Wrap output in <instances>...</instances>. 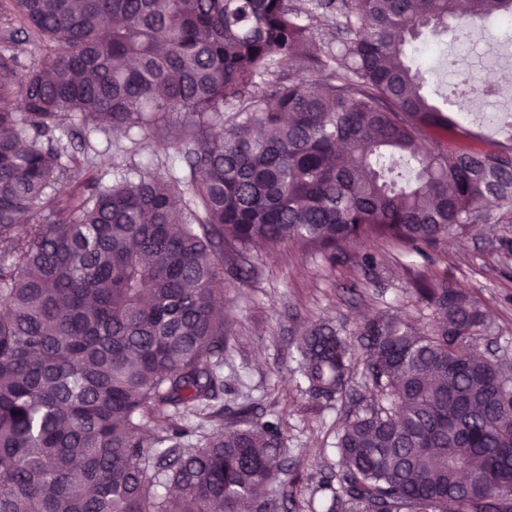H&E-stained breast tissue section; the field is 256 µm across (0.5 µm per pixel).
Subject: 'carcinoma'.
<instances>
[{
  "mask_svg": "<svg viewBox=\"0 0 512 512\" xmlns=\"http://www.w3.org/2000/svg\"><path fill=\"white\" fill-rule=\"evenodd\" d=\"M43 53L0 52V512H282L296 478L280 425L224 413V280L257 244L330 262L366 237L422 257L512 210V147L425 94L408 38L512 20V0H12ZM341 38L314 55V30ZM180 113L178 127L159 122ZM229 112L231 116L224 117ZM77 117L169 138L189 175L102 183L54 144ZM411 164L403 178L400 164ZM435 323L383 315L297 340L314 407L370 399L334 443L326 512H512V375L475 351L486 315L418 289ZM168 423L149 438L147 422ZM176 489L148 498L144 487Z\"/></svg>",
  "mask_w": 512,
  "mask_h": 512,
  "instance_id": "cac0c4a2",
  "label": "carcinoma"
}]
</instances>
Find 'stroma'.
<instances>
[{
	"mask_svg": "<svg viewBox=\"0 0 512 512\" xmlns=\"http://www.w3.org/2000/svg\"><path fill=\"white\" fill-rule=\"evenodd\" d=\"M407 54L424 72L436 100H443L453 79L452 58L475 61L474 78L492 79L512 72V29L495 26L459 37L456 29L427 31L410 41ZM490 108L473 105L452 113L469 131L464 145L484 147L506 142L504 131L491 123ZM62 147L83 155L103 182L137 179L139 174L167 169L183 171L180 157L155 141L73 126ZM491 219L453 235L428 258L391 240L373 239L350 245L337 263L312 248L291 241L255 249L245 282L224 285V317L228 335L224 350L225 407L252 406L258 420L277 419L288 457L304 478L294 491L289 512H310L322 501V485L335 482L338 460L333 447L344 420L347 401L326 408L308 405L295 370L296 339L307 326L329 323L344 334L357 335L366 315L378 312L429 329L431 312L416 293L427 277L472 291L487 311L488 336L479 350L512 370V213L488 204ZM373 264H365V256Z\"/></svg>",
	"mask_w": 512,
	"mask_h": 512,
	"instance_id": "stroma-1",
	"label": "stroma"
}]
</instances>
